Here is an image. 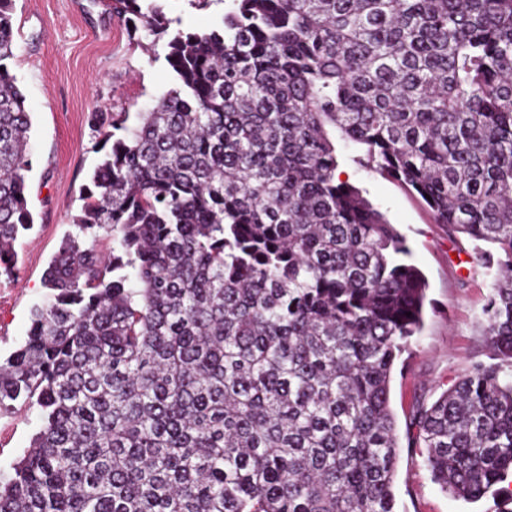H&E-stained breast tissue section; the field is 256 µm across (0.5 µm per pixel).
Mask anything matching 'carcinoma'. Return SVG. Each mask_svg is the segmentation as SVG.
Instances as JSON below:
<instances>
[{"label": "carcinoma", "mask_w": 512, "mask_h": 512, "mask_svg": "<svg viewBox=\"0 0 512 512\" xmlns=\"http://www.w3.org/2000/svg\"><path fill=\"white\" fill-rule=\"evenodd\" d=\"M0 0V276L33 228L31 120ZM169 87L108 146L44 278L0 407L40 428L0 512H395L396 362L427 282L405 238L336 178L354 161L434 223L496 247L478 363L413 414L408 447L456 498L512 474V0H231L170 30ZM112 239V251L97 248Z\"/></svg>", "instance_id": "carcinoma-1"}]
</instances>
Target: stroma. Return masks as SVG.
I'll list each match as a JSON object with an SVG mask.
<instances>
[{"instance_id":"1","label":"stroma","mask_w":512,"mask_h":512,"mask_svg":"<svg viewBox=\"0 0 512 512\" xmlns=\"http://www.w3.org/2000/svg\"><path fill=\"white\" fill-rule=\"evenodd\" d=\"M111 0H13L14 58L10 70L31 110L25 173L34 227L16 243L13 276L0 277V356L25 340L30 312L45 299L43 279L63 236L72 231L90 176L104 154L93 125L97 112L135 113L170 84L165 39L131 36ZM229 4L162 0L184 29L221 24ZM349 182L384 214L411 250L428 282L424 328L412 338L392 375L390 405L399 435L410 430L419 403H432L473 364L490 362L481 313L493 284L477 255L487 245L434 223L424 202L397 182L359 167L354 146L337 142ZM40 421L21 405L0 411V470L29 447ZM395 512H497L503 494L470 503L433 483L414 448H400Z\"/></svg>"}]
</instances>
